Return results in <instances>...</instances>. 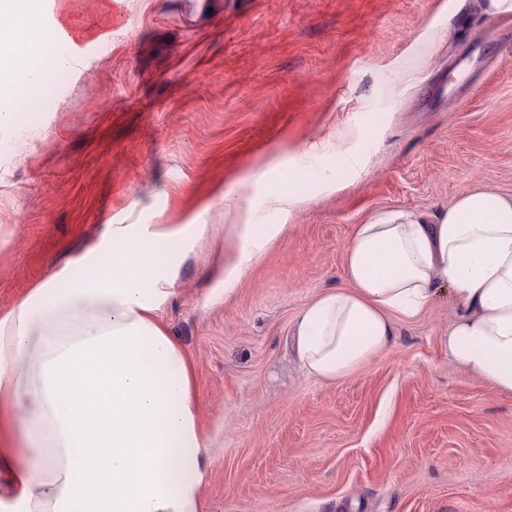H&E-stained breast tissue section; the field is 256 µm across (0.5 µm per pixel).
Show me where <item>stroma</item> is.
<instances>
[{
	"label": "stroma",
	"instance_id": "stroma-1",
	"mask_svg": "<svg viewBox=\"0 0 512 512\" xmlns=\"http://www.w3.org/2000/svg\"><path fill=\"white\" fill-rule=\"evenodd\" d=\"M183 2L76 8L72 29L110 49L54 80L56 108L0 126L20 156L0 166V317L113 225H208L162 307L195 366L207 512H512V394L449 358V297L352 376H309L294 351L302 309L347 285L355 225L512 195V26L490 34L471 0ZM329 162L342 191L317 181ZM290 186L287 222L262 199ZM227 194L288 225L229 295Z\"/></svg>",
	"mask_w": 512,
	"mask_h": 512
}]
</instances>
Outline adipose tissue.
I'll return each mask as SVG.
<instances>
[{"label":"adipose tissue","instance_id":"ef3b65f1","mask_svg":"<svg viewBox=\"0 0 512 512\" xmlns=\"http://www.w3.org/2000/svg\"><path fill=\"white\" fill-rule=\"evenodd\" d=\"M65 34L37 33L5 67L41 89ZM224 211L238 219L229 294L284 227L256 228L231 196ZM206 232L113 227L80 272L55 274L0 318V463L10 467L0 512H205L194 365L160 310L170 254ZM344 267L347 287L296 320L305 371L353 375L388 346L395 319L417 318L446 289L449 356L512 393V196L479 186L434 215H378L356 225Z\"/></svg>","mask_w":512,"mask_h":512}]
</instances>
